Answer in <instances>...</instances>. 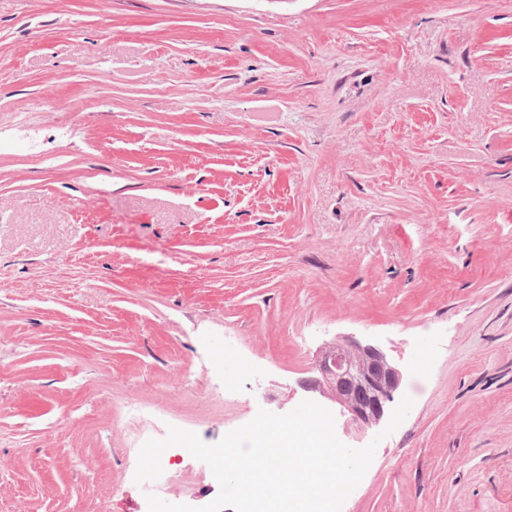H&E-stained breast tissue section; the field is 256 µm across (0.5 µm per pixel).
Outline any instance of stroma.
<instances>
[{"instance_id":"stroma-1","label":"stroma","mask_w":512,"mask_h":512,"mask_svg":"<svg viewBox=\"0 0 512 512\" xmlns=\"http://www.w3.org/2000/svg\"><path fill=\"white\" fill-rule=\"evenodd\" d=\"M338 337L414 400L342 512H512V0H0V512H147L127 406L215 444Z\"/></svg>"}]
</instances>
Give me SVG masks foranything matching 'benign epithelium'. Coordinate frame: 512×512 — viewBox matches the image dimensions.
<instances>
[{
    "mask_svg": "<svg viewBox=\"0 0 512 512\" xmlns=\"http://www.w3.org/2000/svg\"><path fill=\"white\" fill-rule=\"evenodd\" d=\"M318 373L312 389L336 403L342 415L362 430L381 423L401 380L382 351L356 341L326 347Z\"/></svg>",
    "mask_w": 512,
    "mask_h": 512,
    "instance_id": "1",
    "label": "benign epithelium"
}]
</instances>
